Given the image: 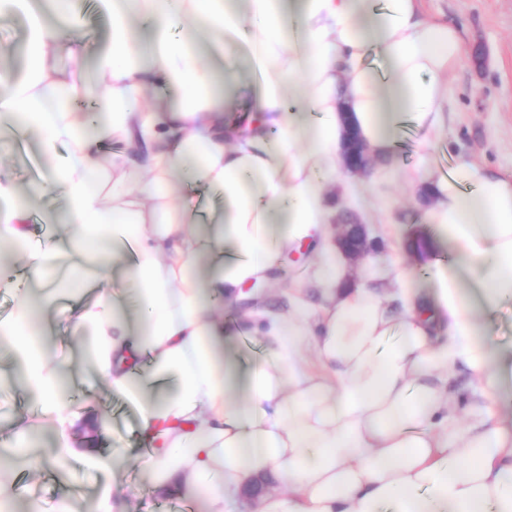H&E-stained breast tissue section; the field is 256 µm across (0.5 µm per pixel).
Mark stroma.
<instances>
[{
  "mask_svg": "<svg viewBox=\"0 0 512 512\" xmlns=\"http://www.w3.org/2000/svg\"><path fill=\"white\" fill-rule=\"evenodd\" d=\"M423 11L435 20L452 22L459 30L464 51L481 47L485 62L475 66L462 61L448 78V130L433 157L440 167L451 168L463 162L477 161L491 168L512 172V0H421ZM38 9L46 22L55 13L75 15L81 32L80 48L86 58H93L106 44L107 18L95 0H39ZM26 19L17 14L0 15V70L21 78L24 68L23 46ZM417 136L406 133L398 152L382 166L375 182H359L344 174L336 177V191L343 203L354 209L369 224L371 234L380 242L373 255L372 271L386 285H393L396 271L448 262L453 253L444 243L431 242L432 228L421 223V192L406 186L398 176L399 169L413 166L418 157ZM56 159L43 156L32 135L18 134L0 139V165L11 174L21 196L30 200L27 224L34 246L45 247L62 234L54 219L64 207L62 195H33L31 189L43 181L56 166ZM429 238L422 252L411 251V237ZM92 251L102 256L108 267L105 285L86 286L83 301L97 299L102 288H110L132 298L135 285L125 264L109 256L105 244L95 243ZM318 256L308 243H300L259 287H245L238 301L240 310L253 317L240 328L245 336L261 339L260 325L270 312L288 309L297 289H304L311 300L319 295L308 276ZM19 289L27 290L29 303L36 313L31 326L40 330L45 350L56 359L61 373L71 380V394L79 396L85 408L105 418L100 456L122 451L131 462L121 467L118 475L101 471L85 461L59 465L47 458L43 470L36 475L13 468L16 492L14 512H27L36 503L40 512H56L62 498H69L73 512H94L97 497L106 489H114L129 505L131 512H201L199 502L182 498L178 493L154 492L146 478L145 453L139 443V419L133 404L114 397L97 375L85 351L92 334L90 328L73 329L63 324L70 300L61 297L56 309L38 312L42 281L28 272L17 277ZM38 404L23 390L18 366L0 355V446L19 445L15 427L18 415L36 416ZM78 476L77 486H70L71 476Z\"/></svg>",
  "mask_w": 512,
  "mask_h": 512,
  "instance_id": "1",
  "label": "stroma"
}]
</instances>
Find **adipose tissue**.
<instances>
[{"mask_svg":"<svg viewBox=\"0 0 512 512\" xmlns=\"http://www.w3.org/2000/svg\"><path fill=\"white\" fill-rule=\"evenodd\" d=\"M98 5L108 45L89 64L68 18L49 28L30 0H0L28 16L25 74L0 93V135L32 132L44 155L62 156L34 192L61 188L63 221L79 230L33 248L27 205L0 173V245L43 278L46 309L58 285L106 279L87 244L106 241L129 259L134 314L105 292L68 319L94 329L97 373L136 405L153 489L197 499L203 512H240L258 478L269 482L258 512H512V429L491 412L460 417L452 385L463 367L484 397L501 386L502 362L475 334L479 316L512 305V177L479 162L442 173L426 159L402 172L427 188L423 221L457 256L430 269L427 295L351 284L328 232L347 126L375 165L391 159L405 126L427 148L446 128L448 76L463 58L456 27L427 17L420 0ZM188 29L224 38L241 67L206 73ZM61 55L69 72L53 64ZM244 69L258 72L252 117L230 124L222 115ZM89 70L99 87L91 124L74 107ZM175 172L193 192L179 208ZM202 190L224 201L219 236L189 228ZM303 240L323 260L314 279L324 305L299 298L272 315L257 358L223 354L240 334L213 302L237 301ZM201 255L212 263L202 283L186 274ZM28 316L24 302L0 323V345L25 365L56 458L83 456L74 439L85 415Z\"/></svg>","mask_w":512,"mask_h":512,"instance_id":"adipose-tissue-1","label":"adipose tissue"}]
</instances>
